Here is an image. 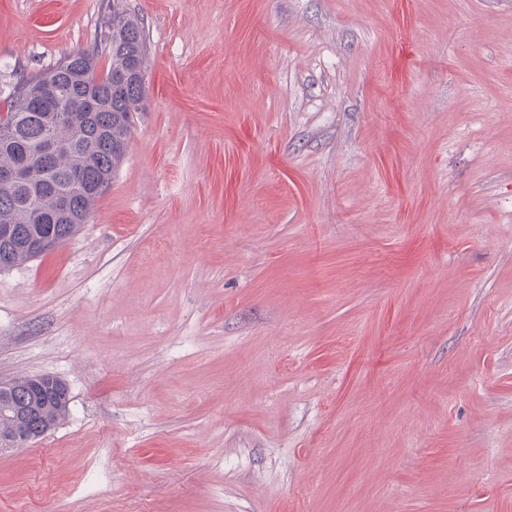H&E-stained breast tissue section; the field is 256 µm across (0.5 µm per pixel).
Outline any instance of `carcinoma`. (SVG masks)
<instances>
[{"mask_svg": "<svg viewBox=\"0 0 512 512\" xmlns=\"http://www.w3.org/2000/svg\"><path fill=\"white\" fill-rule=\"evenodd\" d=\"M104 55L109 65L99 79L84 81L83 73L98 68ZM146 56L142 22L112 0L102 40L14 82L0 112V169L19 166L32 179L0 181V271L34 258L29 244L36 238L65 242L109 189L126 155L136 115L145 107ZM54 138L69 147L44 154V145ZM62 195L69 203L66 217L59 214ZM10 386L19 413L0 410L1 429L11 433L21 421L43 435L66 418V387L56 385L38 394L28 377Z\"/></svg>", "mask_w": 512, "mask_h": 512, "instance_id": "1", "label": "carcinoma"}]
</instances>
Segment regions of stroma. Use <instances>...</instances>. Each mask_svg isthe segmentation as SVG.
<instances>
[{
  "label": "stroma",
  "mask_w": 512,
  "mask_h": 512,
  "mask_svg": "<svg viewBox=\"0 0 512 512\" xmlns=\"http://www.w3.org/2000/svg\"><path fill=\"white\" fill-rule=\"evenodd\" d=\"M146 110L0 272L67 417L0 512H512V0H122ZM105 0H0V92Z\"/></svg>",
  "instance_id": "obj_1"
}]
</instances>
